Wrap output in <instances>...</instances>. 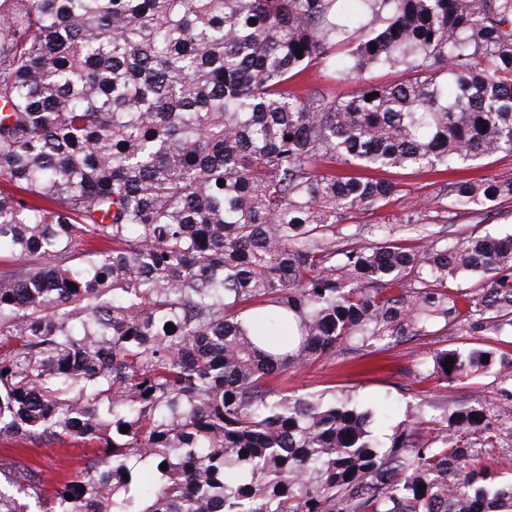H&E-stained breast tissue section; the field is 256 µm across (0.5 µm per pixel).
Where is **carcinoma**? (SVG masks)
I'll return each mask as SVG.
<instances>
[{
  "label": "carcinoma",
  "mask_w": 512,
  "mask_h": 512,
  "mask_svg": "<svg viewBox=\"0 0 512 512\" xmlns=\"http://www.w3.org/2000/svg\"><path fill=\"white\" fill-rule=\"evenodd\" d=\"M344 2L0 0V439L99 447L49 497L1 457L0 512H512L485 461L512 438V236L339 230L402 192L374 171L512 156V0ZM341 44L352 98L290 89ZM384 67L404 77L366 80ZM443 191L477 215L512 178ZM448 329L476 342L428 376L491 373L493 397L389 427L288 394L338 351Z\"/></svg>",
  "instance_id": "carcinoma-1"
}]
</instances>
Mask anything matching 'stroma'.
<instances>
[{
	"instance_id": "1",
	"label": "stroma",
	"mask_w": 512,
	"mask_h": 512,
	"mask_svg": "<svg viewBox=\"0 0 512 512\" xmlns=\"http://www.w3.org/2000/svg\"><path fill=\"white\" fill-rule=\"evenodd\" d=\"M297 89L324 93L327 97L343 100L353 95L355 84L334 78L329 62L311 66L297 81ZM385 179L401 183L402 191L385 208L352 216L351 225L361 228L367 224H401L408 217L422 218L441 238L455 239L470 234H512V200L498 202L489 218L470 214L455 215L438 205L441 176L410 169L384 171ZM466 340L456 331L438 333L418 340L388 347L368 355V363L377 365L374 373L356 369L357 358L350 354L320 360L289 376L288 391L304 395L325 388L353 394L362 403L378 404L402 420L408 407L420 400L437 402L439 393L435 381L428 379L425 364L433 351L465 346ZM96 451V445L86 439L66 436L43 445L30 453V460L42 463L43 486L57 487L64 472L83 467Z\"/></svg>"
}]
</instances>
